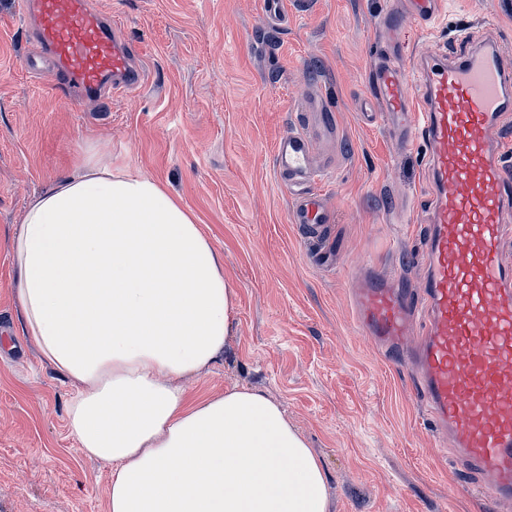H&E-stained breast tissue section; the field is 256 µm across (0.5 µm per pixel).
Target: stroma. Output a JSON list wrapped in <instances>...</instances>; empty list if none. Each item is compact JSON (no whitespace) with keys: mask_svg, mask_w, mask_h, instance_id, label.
Wrapping results in <instances>:
<instances>
[{"mask_svg":"<svg viewBox=\"0 0 512 512\" xmlns=\"http://www.w3.org/2000/svg\"><path fill=\"white\" fill-rule=\"evenodd\" d=\"M148 75L108 110L62 106L23 67L28 33L0 0V512H108L112 466L83 455L66 422L69 389L16 311L11 238L31 200L86 159L140 172L195 216L236 292L224 357L177 379L192 401L234 388L266 394L319 459L328 512H512L479 496L434 447L414 382L357 334L349 276L378 266L421 288L424 150L404 149L356 110L375 55L405 62L484 24L512 58V0H446L431 29L381 23L385 0H98ZM325 101L337 144L318 146V190L334 212L309 239L289 222L273 165L307 98Z\"/></svg>","mask_w":512,"mask_h":512,"instance_id":"1","label":"stroma"}]
</instances>
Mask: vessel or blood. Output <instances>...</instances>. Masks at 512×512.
Instances as JSON below:
<instances>
[{
	"instance_id": "b4317fda",
	"label": "vessel or blood",
	"mask_w": 512,
	"mask_h": 512,
	"mask_svg": "<svg viewBox=\"0 0 512 512\" xmlns=\"http://www.w3.org/2000/svg\"><path fill=\"white\" fill-rule=\"evenodd\" d=\"M444 0H402L385 27L433 25ZM33 22L27 67L53 78L79 107L141 85L145 73L91 0H17ZM484 26L405 64L397 45L379 54L358 103L364 122L385 121L405 147L425 146V269L421 293L374 268L352 277L359 335L415 375L436 438L473 474L485 498L512 501V260L501 248L512 228V62ZM383 103L384 113L374 110ZM328 109L301 113L274 146V166L292 199L291 223L318 237L333 214L321 180L315 137L333 138Z\"/></svg>"
}]
</instances>
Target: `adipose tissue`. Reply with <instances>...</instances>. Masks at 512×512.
Returning a JSON list of instances; mask_svg holds the SVG:
<instances>
[{
  "label": "adipose tissue",
  "mask_w": 512,
  "mask_h": 512,
  "mask_svg": "<svg viewBox=\"0 0 512 512\" xmlns=\"http://www.w3.org/2000/svg\"><path fill=\"white\" fill-rule=\"evenodd\" d=\"M12 250L70 432L112 466L108 512H326L322 468L277 404L245 389L191 404L175 386L223 358L236 292L161 184L85 161L30 202Z\"/></svg>",
  "instance_id": "adipose-tissue-1"
}]
</instances>
